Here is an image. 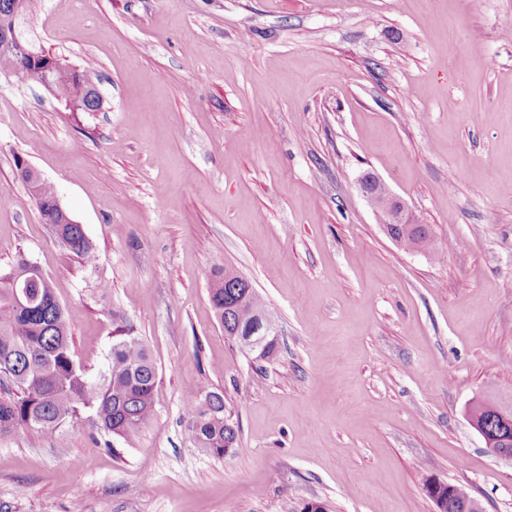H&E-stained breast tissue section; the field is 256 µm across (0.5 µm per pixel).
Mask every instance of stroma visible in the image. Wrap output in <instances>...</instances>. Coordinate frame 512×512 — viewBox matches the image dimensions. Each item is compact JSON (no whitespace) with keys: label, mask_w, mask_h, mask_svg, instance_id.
Here are the masks:
<instances>
[{"label":"stroma","mask_w":512,"mask_h":512,"mask_svg":"<svg viewBox=\"0 0 512 512\" xmlns=\"http://www.w3.org/2000/svg\"><path fill=\"white\" fill-rule=\"evenodd\" d=\"M31 27L98 72L103 107L0 75V267L20 250L50 278L91 380L126 325L158 385L129 444L83 422L0 436V512H436L433 480L512 512V461L468 417L512 403V0H41ZM369 173L433 251L389 237ZM227 267L273 360L224 334ZM190 386L223 392L235 453L190 438ZM36 174L33 182H30V173ZM27 186L31 196L34 198L38 212L43 224H49L56 237L77 257L81 258L86 264H92L95 260V252L86 236L82 224H75L71 215L61 206L57 205V192L54 186L34 171H28L22 180ZM209 297L225 336L232 341L241 344L242 338L250 336L263 320L269 321L257 331L259 335L268 336L276 332L263 300L251 282L237 272L224 268L217 273L209 288ZM276 353V338L268 336L258 356L271 360Z\"/></svg>","instance_id":"stroma-1"}]
</instances>
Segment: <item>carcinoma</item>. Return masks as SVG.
<instances>
[{"instance_id": "1", "label": "carcinoma", "mask_w": 512, "mask_h": 512, "mask_svg": "<svg viewBox=\"0 0 512 512\" xmlns=\"http://www.w3.org/2000/svg\"><path fill=\"white\" fill-rule=\"evenodd\" d=\"M38 8L39 0H24L15 25L40 50L42 46L27 28ZM98 81L90 69H77L66 79L65 100L73 110L98 108L94 98ZM23 182L41 221L52 227L72 253L93 263L95 252L83 226L73 223L71 215L58 207L54 186L28 175ZM386 230L405 248L431 245L422 224H389ZM209 297L224 336L238 344L261 321L270 319L251 282L230 269L215 275ZM0 375L12 386L0 394V436L20 428L54 433L67 423L86 420L128 441L154 412L158 372L143 342L133 336L115 337L107 376L101 383L91 381L75 360L71 330L51 281L36 265L18 258L9 268H0ZM187 400L186 430L198 447L216 458L233 453L238 430L225 411L224 394L192 388ZM472 409L489 433L501 432V401L482 399Z\"/></svg>"}]
</instances>
